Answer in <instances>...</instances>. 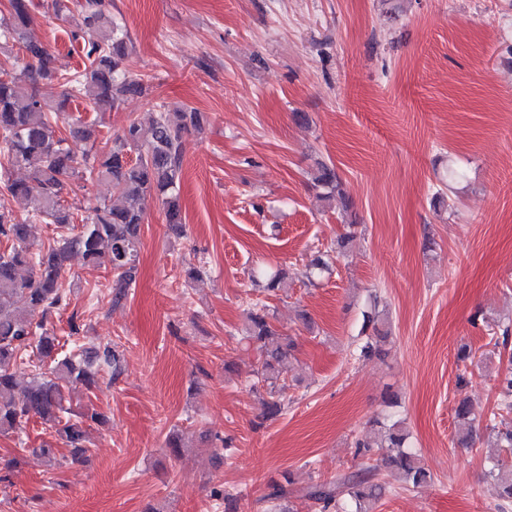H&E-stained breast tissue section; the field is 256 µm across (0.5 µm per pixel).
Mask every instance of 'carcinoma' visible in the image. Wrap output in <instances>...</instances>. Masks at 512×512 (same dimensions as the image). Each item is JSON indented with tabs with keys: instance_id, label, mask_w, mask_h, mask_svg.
Here are the masks:
<instances>
[{
	"instance_id": "1",
	"label": "carcinoma",
	"mask_w": 512,
	"mask_h": 512,
	"mask_svg": "<svg viewBox=\"0 0 512 512\" xmlns=\"http://www.w3.org/2000/svg\"><path fill=\"white\" fill-rule=\"evenodd\" d=\"M52 0L55 16L63 21L78 10L80 23L72 31L81 42L86 59L84 69L69 77L56 70L49 49L27 38L32 0H9V15L0 16V49L21 45L24 63L11 70L0 67V169L19 167L26 171L22 180L3 181L4 192L32 204V219L70 229L74 213L66 203L74 181H105L112 185V199L89 208L82 230L60 234L48 245L31 251L30 225L15 221L12 213L0 210V239L6 248L0 251V434L20 431L37 417L55 430L68 450L71 462L86 459V429L106 423L96 411L73 414L66 406L69 385L78 382L87 389L99 388L100 374L95 363L112 369V378L121 374L117 350L104 347L84 356L64 353L48 316L65 302L61 277L74 255L93 267L110 269L112 302L118 305L126 297L135 279L141 244L145 204L156 198L163 206L165 221L171 230L183 229L179 184L183 170L182 140L190 130L202 129L204 115L192 108L153 113L148 123L130 122L111 144L97 151L96 128L82 124L70 131L73 139L90 144L77 157L67 139L56 134L60 115L80 98L93 102L97 109L114 110L129 97L149 94L150 85L130 72V40L127 33L104 11V0ZM39 80L61 81L68 85L65 95L49 103L36 93ZM323 188V198L345 196L343 181L336 168L317 162L314 177ZM246 339L260 352L262 362L254 371L256 383L265 388L262 419L282 412L277 381L284 374V361L291 343L273 322L269 305L248 302L245 309ZM365 327L371 329L359 347V357L382 358L387 354L389 331L379 313L366 315ZM33 346L39 364L28 359ZM29 372L30 381L21 386L18 376ZM496 412L486 428L494 443L512 452V367L499 376ZM464 428L456 443L462 448L474 445L476 416L470 403L462 399L454 410ZM409 433L399 424H380L373 442L355 439L356 454L370 457L376 448L387 452L381 464L367 472L340 474L309 485L303 494L320 507L321 512H371L382 491L372 472L384 469L398 474L403 481L421 487L432 480L408 450ZM487 476L494 480L502 503H512V465L497 457L491 461Z\"/></svg>"
}]
</instances>
